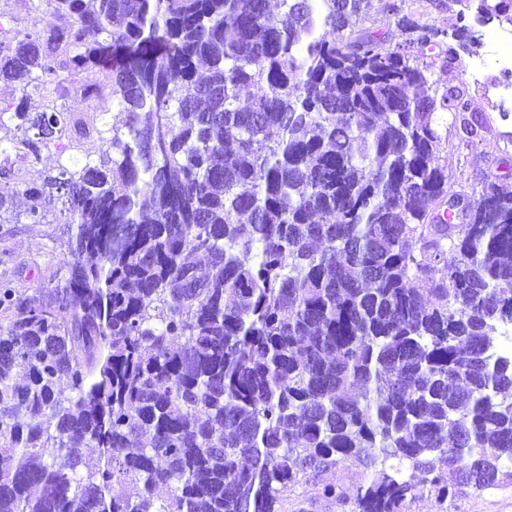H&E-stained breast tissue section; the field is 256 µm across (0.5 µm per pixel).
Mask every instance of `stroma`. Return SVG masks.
<instances>
[{"mask_svg": "<svg viewBox=\"0 0 512 512\" xmlns=\"http://www.w3.org/2000/svg\"><path fill=\"white\" fill-rule=\"evenodd\" d=\"M481 44L461 51L460 59L446 68H435L431 79L436 88H458L465 91L471 103L468 120L487 126L486 132L475 142L468 143L458 121L444 115L440 133L445 141L441 152L442 163L448 174L450 190L473 193L496 175L495 162L499 158L512 161V115H504L498 102L489 98L483 86L474 85L467 78L464 66L476 55H488L491 38L505 32V25L493 21L478 25ZM26 200L15 195L7 211L0 213V281L7 280L19 291L55 287L67 274V245L74 235V227L54 221L35 224L24 216ZM407 512H512V484L489 488L455 499L451 507H442L433 495L419 493L412 499Z\"/></svg>", "mask_w": 512, "mask_h": 512, "instance_id": "obj_1", "label": "stroma"}]
</instances>
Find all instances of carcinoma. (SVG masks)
Instances as JSON below:
<instances>
[{
  "label": "carcinoma",
  "instance_id": "obj_1",
  "mask_svg": "<svg viewBox=\"0 0 512 512\" xmlns=\"http://www.w3.org/2000/svg\"><path fill=\"white\" fill-rule=\"evenodd\" d=\"M50 2L54 25L0 38V208L22 186L29 220L59 200L76 233L64 284L0 282V512H279L304 480L346 501L324 477L348 463L379 472L353 512L512 481V184L459 224L430 208L437 114L480 136L430 82L477 40L465 11L389 2L394 44L359 26L369 0ZM79 73L122 115L109 139L57 117ZM63 140L97 161L26 181Z\"/></svg>",
  "mask_w": 512,
  "mask_h": 512
}]
</instances>
